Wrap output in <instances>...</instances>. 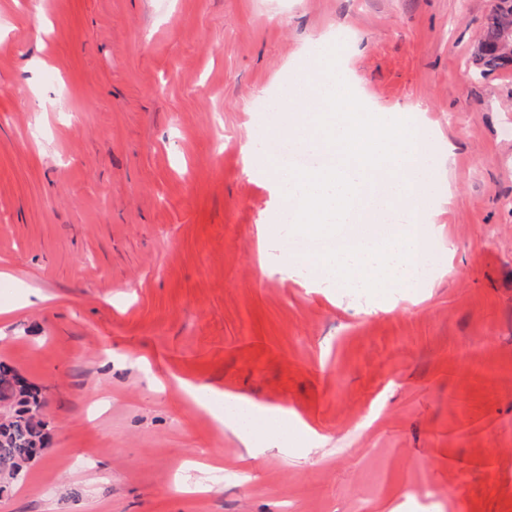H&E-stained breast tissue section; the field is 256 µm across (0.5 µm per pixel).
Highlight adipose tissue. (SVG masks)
Masks as SVG:
<instances>
[{
	"label": "adipose tissue",
	"mask_w": 512,
	"mask_h": 512,
	"mask_svg": "<svg viewBox=\"0 0 512 512\" xmlns=\"http://www.w3.org/2000/svg\"><path fill=\"white\" fill-rule=\"evenodd\" d=\"M220 408L214 409L213 417L218 426L230 429L245 447L262 445L277 448L289 439V424L286 415L276 407L256 404L224 393Z\"/></svg>",
	"instance_id": "1"
}]
</instances>
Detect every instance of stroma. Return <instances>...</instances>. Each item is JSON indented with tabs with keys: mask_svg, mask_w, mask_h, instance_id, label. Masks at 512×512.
<instances>
[{
	"mask_svg": "<svg viewBox=\"0 0 512 512\" xmlns=\"http://www.w3.org/2000/svg\"><path fill=\"white\" fill-rule=\"evenodd\" d=\"M494 5L0 0V360L49 423L0 512H512V69L473 74ZM340 31L355 96L445 162L408 296L290 267L251 157ZM178 377L280 406L295 442L248 455Z\"/></svg>",
	"mask_w": 512,
	"mask_h": 512,
	"instance_id": "1",
	"label": "stroma"
}]
</instances>
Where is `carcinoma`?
I'll list each match as a JSON object with an SVG mask.
<instances>
[{
    "label": "carcinoma",
    "mask_w": 512,
    "mask_h": 512,
    "mask_svg": "<svg viewBox=\"0 0 512 512\" xmlns=\"http://www.w3.org/2000/svg\"><path fill=\"white\" fill-rule=\"evenodd\" d=\"M474 74L512 66V0H496L474 50ZM45 400L0 361V491L20 481L48 444Z\"/></svg>",
    "instance_id": "obj_1"
}]
</instances>
